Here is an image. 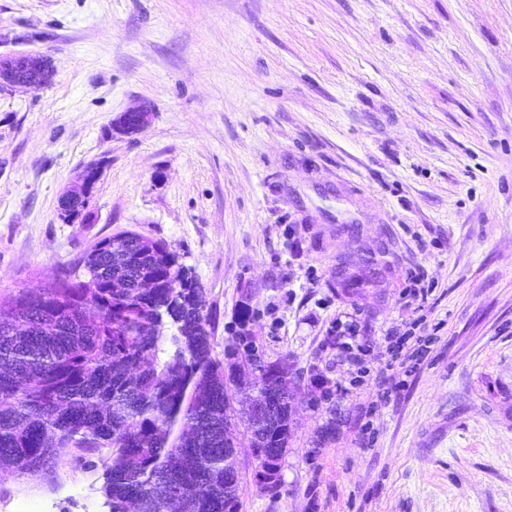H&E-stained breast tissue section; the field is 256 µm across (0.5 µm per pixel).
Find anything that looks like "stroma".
Wrapping results in <instances>:
<instances>
[{
    "label": "stroma",
    "mask_w": 512,
    "mask_h": 512,
    "mask_svg": "<svg viewBox=\"0 0 512 512\" xmlns=\"http://www.w3.org/2000/svg\"><path fill=\"white\" fill-rule=\"evenodd\" d=\"M20 54L54 75L0 89V300L99 238L164 243L214 357L245 326L331 391L298 406L277 493L242 448L239 512H512V0H0ZM144 102L147 129L117 133ZM98 158L90 222L63 223ZM349 314L362 376L329 333ZM422 314L409 372L385 332ZM75 454L1 469L0 512H108ZM105 166L106 162L103 161V159L92 160V162L89 164H84L77 176L80 184L77 187L67 190L61 194L59 201L61 202L62 206L59 207V217L63 223H72L71 217L74 214H70L69 207H71L74 203L79 204V208L82 211L81 216L88 214L84 222L88 221L90 216L89 206L92 195L83 191L82 189L87 187L92 182L98 183L102 177ZM73 211L76 212L74 219L79 218L81 212L77 211L76 209H73Z\"/></svg>",
    "instance_id": "stroma-1"
}]
</instances>
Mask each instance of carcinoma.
Here are the masks:
<instances>
[{
    "label": "carcinoma",
    "instance_id": "1",
    "mask_svg": "<svg viewBox=\"0 0 512 512\" xmlns=\"http://www.w3.org/2000/svg\"><path fill=\"white\" fill-rule=\"evenodd\" d=\"M79 266L81 276L52 277L50 295L0 301V466L46 477L59 448L80 462L108 448L109 512H238V496L224 497V423L257 390L241 374L250 343L232 360L212 356L202 286L165 244L103 237ZM285 411L270 404L249 437L277 484Z\"/></svg>",
    "mask_w": 512,
    "mask_h": 512
}]
</instances>
